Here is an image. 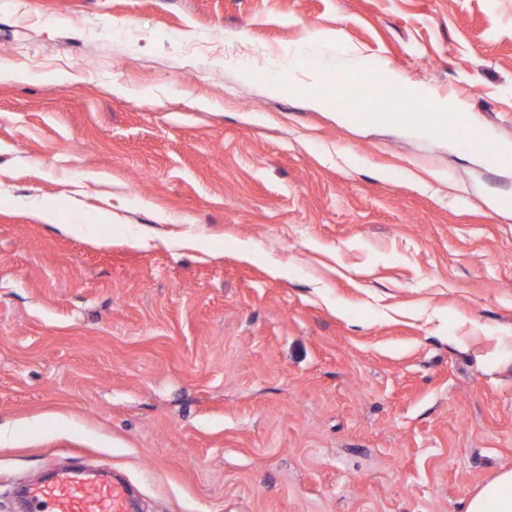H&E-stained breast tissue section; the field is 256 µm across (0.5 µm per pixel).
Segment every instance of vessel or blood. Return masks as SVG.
I'll return each mask as SVG.
<instances>
[{"label": "vessel or blood", "mask_w": 512, "mask_h": 512, "mask_svg": "<svg viewBox=\"0 0 512 512\" xmlns=\"http://www.w3.org/2000/svg\"><path fill=\"white\" fill-rule=\"evenodd\" d=\"M25 495L28 512H132L128 483L93 469L48 467Z\"/></svg>", "instance_id": "1"}]
</instances>
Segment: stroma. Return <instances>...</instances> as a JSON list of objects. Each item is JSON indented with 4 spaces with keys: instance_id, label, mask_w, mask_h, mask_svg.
<instances>
[{
    "instance_id": "35a3bbf8",
    "label": "stroma",
    "mask_w": 512,
    "mask_h": 512,
    "mask_svg": "<svg viewBox=\"0 0 512 512\" xmlns=\"http://www.w3.org/2000/svg\"><path fill=\"white\" fill-rule=\"evenodd\" d=\"M1 66L0 512L51 460L134 512H462L512 468V160L461 146L512 144V0H0ZM371 73L468 126L355 120Z\"/></svg>"
}]
</instances>
